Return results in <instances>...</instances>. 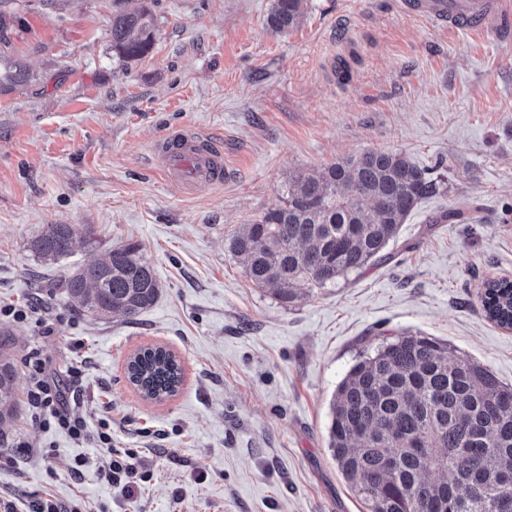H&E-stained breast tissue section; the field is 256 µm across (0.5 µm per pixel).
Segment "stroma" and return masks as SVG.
Listing matches in <instances>:
<instances>
[{
  "instance_id": "35a3bbf8",
  "label": "stroma",
  "mask_w": 512,
  "mask_h": 512,
  "mask_svg": "<svg viewBox=\"0 0 512 512\" xmlns=\"http://www.w3.org/2000/svg\"><path fill=\"white\" fill-rule=\"evenodd\" d=\"M272 0H151V51L112 50V0L10 5L0 45V321L20 392L0 431V501L28 512L51 494L92 512H366L328 447L330 403L360 355L400 334L448 342L512 385V330L480 294L512 280V40L409 12L403 0H306L285 34ZM22 69L25 78L10 79ZM193 127L220 141L230 175L186 195L156 171L154 142ZM366 150L402 152L439 174L370 267L287 304L256 288L230 250L277 206L288 172ZM470 221L433 223L459 200ZM82 224L91 244L55 266L28 243ZM135 243L161 285L136 319H92L58 283L71 267ZM54 331L44 335L43 324ZM182 367L151 402L127 378L144 347ZM81 368L71 409L112 421V447L148 477L118 498L94 437L77 442L28 412L26 357Z\"/></svg>"
}]
</instances>
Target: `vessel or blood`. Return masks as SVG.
Wrapping results in <instances>:
<instances>
[{"instance_id": "1", "label": "vessel or blood", "mask_w": 512, "mask_h": 512, "mask_svg": "<svg viewBox=\"0 0 512 512\" xmlns=\"http://www.w3.org/2000/svg\"><path fill=\"white\" fill-rule=\"evenodd\" d=\"M415 8L455 31L478 33L491 26L512 31V0H417ZM153 152L164 180L180 192L224 182L222 149L196 129L176 130L158 142Z\"/></svg>"}]
</instances>
